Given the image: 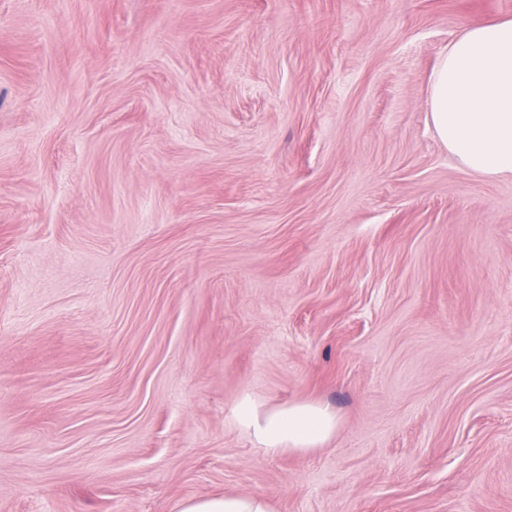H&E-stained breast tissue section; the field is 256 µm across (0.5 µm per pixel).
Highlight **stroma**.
Listing matches in <instances>:
<instances>
[{
  "label": "stroma",
  "instance_id": "obj_1",
  "mask_svg": "<svg viewBox=\"0 0 512 512\" xmlns=\"http://www.w3.org/2000/svg\"><path fill=\"white\" fill-rule=\"evenodd\" d=\"M512 0H0V512H512V176L440 52ZM313 402L266 455L237 424ZM240 426L268 455L301 453L324 444L336 431V416L316 403L259 411L249 398L236 407ZM177 512H270L269 503L253 495H218L181 501Z\"/></svg>",
  "mask_w": 512,
  "mask_h": 512
}]
</instances>
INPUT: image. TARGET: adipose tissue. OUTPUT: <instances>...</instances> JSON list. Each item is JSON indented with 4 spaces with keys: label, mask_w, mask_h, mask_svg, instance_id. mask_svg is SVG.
Masks as SVG:
<instances>
[{
    "label": "adipose tissue",
    "mask_w": 512,
    "mask_h": 512,
    "mask_svg": "<svg viewBox=\"0 0 512 512\" xmlns=\"http://www.w3.org/2000/svg\"><path fill=\"white\" fill-rule=\"evenodd\" d=\"M435 132L463 168L487 177L512 175V19L465 28L440 54L429 96ZM237 421L266 454L320 447L336 430V416L316 403L258 410L250 399ZM176 512H270L253 495L181 501Z\"/></svg>",
    "instance_id": "1"
}]
</instances>
